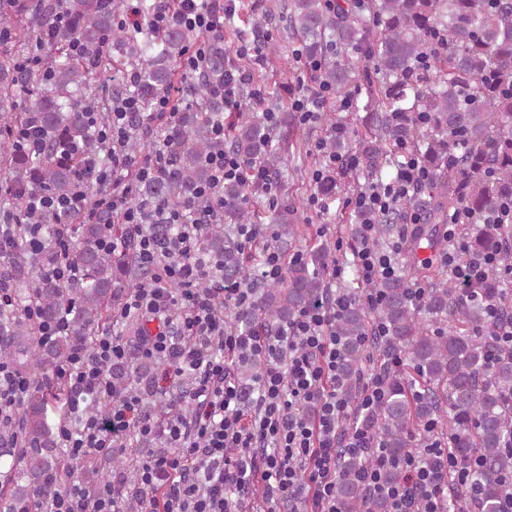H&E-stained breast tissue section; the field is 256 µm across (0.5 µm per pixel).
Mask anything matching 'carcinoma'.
Returning a JSON list of instances; mask_svg holds the SVG:
<instances>
[{
  "instance_id": "1",
  "label": "carcinoma",
  "mask_w": 512,
  "mask_h": 512,
  "mask_svg": "<svg viewBox=\"0 0 512 512\" xmlns=\"http://www.w3.org/2000/svg\"><path fill=\"white\" fill-rule=\"evenodd\" d=\"M289 23L304 39L305 53L322 59L315 81L339 97H352V109L368 113V137L354 144L338 127L330 152L356 149L367 177L377 178L393 166L394 150L402 147L428 171L427 182L403 199L401 210L377 219L376 247L389 244L394 222L404 213L414 214L422 227L406 243L405 254L412 273L427 280L436 270L430 259L418 257L421 242L430 250L437 247L436 226L448 223L463 204L481 222L468 252L511 258L512 217L501 205L512 200V0H291ZM0 26L9 29L14 47L0 52V135L29 119L43 132L38 153L0 151V167L14 172L27 192L57 197L72 194L83 156L100 151L79 95L99 78L104 47L123 43L139 53V80L129 94L148 112L154 95L171 81L187 40L177 26L159 38L142 26L115 31L110 0H0ZM76 42L83 48L79 54L72 52ZM24 52L44 55L43 67L21 60ZM354 53L363 58L361 71L351 62ZM222 73L224 60L216 58L198 80L199 92ZM212 119L204 99L177 117L164 136L171 164L139 186V197L169 205L194 198L210 176L206 156L224 152V141L212 133ZM231 148L267 168L281 161L280 141L250 115ZM245 197L243 184L225 182L224 224L209 225L202 237L204 251L224 261V277L230 280L251 276L224 233L226 224L248 223ZM287 216L286 210L276 214L282 252L296 235ZM67 220L62 212L42 213L38 223L44 238L52 241ZM120 229L107 209L87 224L72 225L71 256L78 268L72 285L35 275L34 265L55 262L51 246L32 255L16 244L0 257L16 300V307L0 311V357L31 379L20 427L0 431V459L10 461L0 471V507L6 512H26L54 494L47 478L60 466L57 437L71 419L69 389L60 379L48 387L44 378L68 361L77 344L91 339L134 286L133 244L101 245ZM324 257L322 250L289 264L285 279L263 288L252 311L239 317L241 329L261 325L273 334L319 298ZM372 288L380 297L374 314L384 335L363 343L370 316L353 300L336 322V336L347 379L358 373L369 349L385 358L403 356L404 371L392 375L386 400L373 416L388 453L403 456L412 447V430L438 422L454 435L458 457L481 456L475 481L482 512H502L504 479L512 474L507 450L512 446V350L481 333L492 308L512 322V301L498 291L496 269L486 270L468 298L442 280L420 306L405 275L379 279ZM30 301L45 321L66 317L68 332L37 342L32 324L18 311ZM438 319L450 322L448 332L430 331ZM104 373L116 394L131 378L129 367L119 364ZM365 465L362 456L339 458V512H389L387 500L368 498L356 480Z\"/></svg>"
}]
</instances>
